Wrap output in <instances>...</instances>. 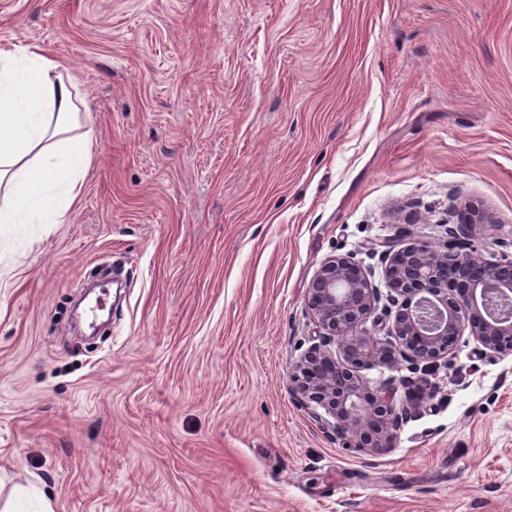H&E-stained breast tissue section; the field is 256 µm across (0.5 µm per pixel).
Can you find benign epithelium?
Instances as JSON below:
<instances>
[{"mask_svg": "<svg viewBox=\"0 0 512 512\" xmlns=\"http://www.w3.org/2000/svg\"><path fill=\"white\" fill-rule=\"evenodd\" d=\"M464 224H493L489 212H462ZM386 311L397 308L383 343L363 325L381 300L362 264L350 256L323 263L307 288L306 307L319 328L317 343L290 367L289 379L303 403L324 409L326 428L342 446L367 456L395 447L397 432L417 405L413 395H431L437 383L415 382L413 393L395 403V389H371L362 369L405 362L424 371L448 361L454 342L469 331L492 354L512 355V261H487L462 253L450 240L436 251L425 243L386 252Z\"/></svg>", "mask_w": 512, "mask_h": 512, "instance_id": "benign-epithelium-1", "label": "benign epithelium"}]
</instances>
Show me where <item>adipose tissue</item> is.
I'll list each match as a JSON object with an SVG mask.
<instances>
[{
    "label": "adipose tissue",
    "mask_w": 512,
    "mask_h": 512,
    "mask_svg": "<svg viewBox=\"0 0 512 512\" xmlns=\"http://www.w3.org/2000/svg\"><path fill=\"white\" fill-rule=\"evenodd\" d=\"M40 47L0 51V246H23L65 217L91 163L72 85ZM0 512H55L40 484L13 485Z\"/></svg>",
    "instance_id": "obj_1"
}]
</instances>
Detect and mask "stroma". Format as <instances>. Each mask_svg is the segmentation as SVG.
Masks as SVG:
<instances>
[{"label": "stroma", "mask_w": 512, "mask_h": 512, "mask_svg": "<svg viewBox=\"0 0 512 512\" xmlns=\"http://www.w3.org/2000/svg\"><path fill=\"white\" fill-rule=\"evenodd\" d=\"M92 108L67 214L0 248V472L56 512H512V356L470 335L370 457L291 389L349 255L512 260V0H0ZM110 263L111 331L67 335Z\"/></svg>", "instance_id": "stroma-1"}]
</instances>
